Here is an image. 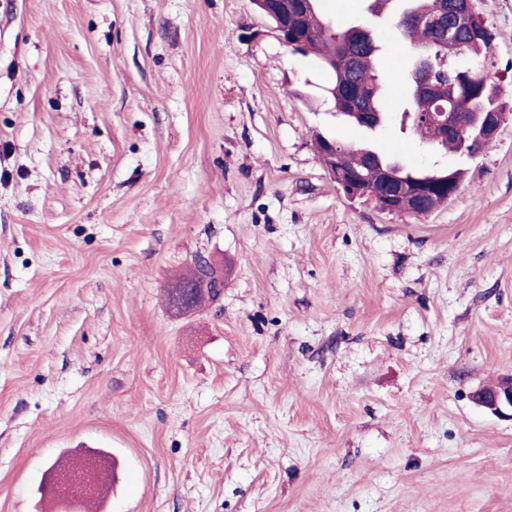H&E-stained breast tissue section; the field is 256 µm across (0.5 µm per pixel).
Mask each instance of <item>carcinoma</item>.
<instances>
[{"instance_id": "cac0c4a2", "label": "carcinoma", "mask_w": 512, "mask_h": 512, "mask_svg": "<svg viewBox=\"0 0 512 512\" xmlns=\"http://www.w3.org/2000/svg\"><path fill=\"white\" fill-rule=\"evenodd\" d=\"M396 0H370L368 10L379 17L388 13L394 22L399 39L413 47H427L436 61L430 70L433 89L424 92L416 89L419 70L417 66L402 75L410 90L408 106L402 112L401 124H410L415 135L423 142L428 140L424 124L415 123L416 115L422 116L445 107L452 112L468 116L476 106L486 112H503L506 104L499 101L494 75L486 67L493 48L495 34L482 16H477L473 30L459 35L461 51L479 64L476 70L456 69L449 61L453 58V46L445 40L440 30L421 28L415 20L436 11L438 0H402L403 7L393 9ZM319 0H305L303 7L288 15V36L293 43L292 52L306 55L316 54L321 66L331 74L326 92L334 103L336 113L348 117L358 111L369 115V120L355 124L375 131L383 127L386 113L383 112V91L392 76L377 70L376 59L380 46L366 49L360 45L346 43L349 29L333 28L314 14L313 4ZM492 143L482 140L476 128L463 125L448 140L435 143L430 149L436 152H453L471 157L489 149ZM336 164L355 174L371 191H376L383 167L399 175V181L415 185L435 184L448 188L430 199L428 211L444 205L448 193L462 183L465 172L461 168H415L400 164L379 153L371 145L351 146L336 142Z\"/></svg>"}]
</instances>
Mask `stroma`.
Segmentation results:
<instances>
[{
  "instance_id": "1",
  "label": "stroma",
  "mask_w": 512,
  "mask_h": 512,
  "mask_svg": "<svg viewBox=\"0 0 512 512\" xmlns=\"http://www.w3.org/2000/svg\"><path fill=\"white\" fill-rule=\"evenodd\" d=\"M512 108V0H477ZM250 0H0V512H512V121L471 158L347 124ZM466 169L424 216L349 200L316 135ZM218 301L171 309L197 259ZM194 267L198 273L197 288L206 298L211 295L214 297L213 301H216L222 294L223 280L217 275L208 260L196 261ZM470 397L476 405L491 414L512 420V376L502 379L493 388H477ZM103 465L99 458L89 457L72 471L62 472L53 465L49 473L53 478L55 498L68 505H78L95 498L100 490Z\"/></svg>"
}]
</instances>
